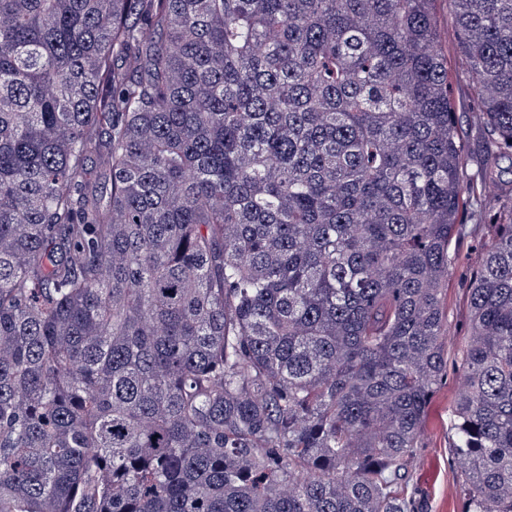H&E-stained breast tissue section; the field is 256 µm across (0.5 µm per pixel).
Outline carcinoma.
Instances as JSON below:
<instances>
[{"label":"carcinoma","instance_id":"carcinoma-1","mask_svg":"<svg viewBox=\"0 0 512 512\" xmlns=\"http://www.w3.org/2000/svg\"><path fill=\"white\" fill-rule=\"evenodd\" d=\"M0 0V512H411L448 371L512 512V0ZM434 13L438 21V28L446 46H448V54L451 59H455L456 53L454 47V23L448 10V0L435 1ZM452 96L460 115V135L469 155L476 161L484 152L483 134L473 120V92L463 62L457 58V68L452 83ZM493 232L488 228H479L471 234L453 241L451 251L467 255L469 268L476 269L483 256V246L490 243Z\"/></svg>","mask_w":512,"mask_h":512}]
</instances>
